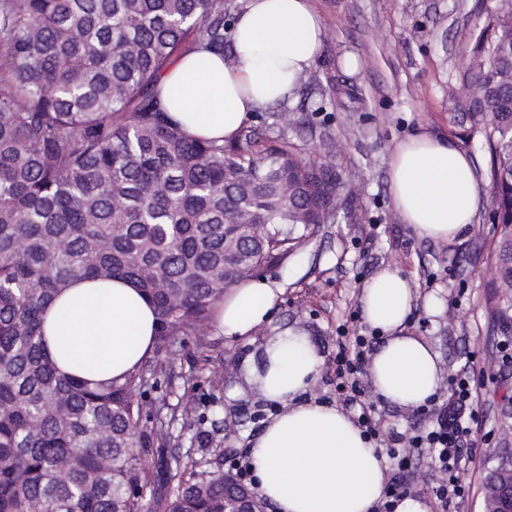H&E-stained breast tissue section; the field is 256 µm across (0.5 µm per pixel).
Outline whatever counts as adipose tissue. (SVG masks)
I'll return each instance as SVG.
<instances>
[{"label":"adipose tissue","instance_id":"adipose-tissue-1","mask_svg":"<svg viewBox=\"0 0 512 512\" xmlns=\"http://www.w3.org/2000/svg\"><path fill=\"white\" fill-rule=\"evenodd\" d=\"M326 36L312 0H246L230 35L231 60L200 47L180 56L160 79L163 107L187 137L232 139L255 113L292 97ZM388 184L403 223L422 239L462 235L479 203L470 156L426 134L396 145ZM281 293L268 279L249 280L217 303L214 322L225 336L250 339L271 323ZM413 299L409 279L391 269L360 295L365 322L382 333L369 363L375 393L402 407L425 404L442 383L438 354L407 326ZM155 326L153 305L136 285L80 279L47 308L43 336L60 372L101 383L150 354ZM320 365L308 337L292 327L248 359L249 383L278 406L250 448L253 490L275 512H373L386 466L344 411L306 399Z\"/></svg>","mask_w":512,"mask_h":512}]
</instances>
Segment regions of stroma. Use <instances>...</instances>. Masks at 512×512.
Masks as SVG:
<instances>
[{
    "label": "stroma",
    "mask_w": 512,
    "mask_h": 512,
    "mask_svg": "<svg viewBox=\"0 0 512 512\" xmlns=\"http://www.w3.org/2000/svg\"><path fill=\"white\" fill-rule=\"evenodd\" d=\"M495 0H315L328 30L319 56L290 105L298 123L292 139L318 143L330 136L334 160L352 180L345 213L298 251L260 268L284 288L272 325L251 341L224 336H176L152 384L137 392L144 412L170 421L164 454L207 461L215 450L245 457L273 413L246 382L247 358L273 326L304 331L323 359L307 398L342 406L332 361L341 326L379 342L362 315L366 280L389 268L414 288L409 325L438 352L443 375L475 356L486 373L479 414L491 437L475 472L461 476L470 492L449 512H484L488 472L512 461V304L492 288L498 263V227L491 216L489 154L465 122L460 90L471 72L472 32ZM323 112H315L316 103ZM426 133L453 143L472 159L480 204L467 231L455 240L418 239L392 205L390 153L396 143ZM386 426L405 435L431 426L433 413L403 408L368 393Z\"/></svg>",
    "instance_id": "1"
}]
</instances>
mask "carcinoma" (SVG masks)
Returning <instances> with one entry per match:
<instances>
[{
  "mask_svg": "<svg viewBox=\"0 0 512 512\" xmlns=\"http://www.w3.org/2000/svg\"><path fill=\"white\" fill-rule=\"evenodd\" d=\"M225 0H0V512H227L235 475L160 464L167 438L134 401L172 351L205 335L212 304L293 255L346 202L349 178L284 127L293 110L231 140L186 137L158 83L179 55H220ZM466 121L490 153L498 260L512 300V0L474 32ZM123 278L151 299L152 355L105 384L57 371L42 317L69 282Z\"/></svg>",
  "mask_w": 512,
  "mask_h": 512,
  "instance_id": "1",
  "label": "carcinoma"
}]
</instances>
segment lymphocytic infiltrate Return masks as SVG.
<instances>
[{"instance_id": "f902f5d3", "label": "lymphocytic infiltrate", "mask_w": 512, "mask_h": 512, "mask_svg": "<svg viewBox=\"0 0 512 512\" xmlns=\"http://www.w3.org/2000/svg\"><path fill=\"white\" fill-rule=\"evenodd\" d=\"M369 346L368 337L363 335L340 337L333 374L338 397L354 413L365 435L391 462L393 475L384 487L382 512H394V501L408 491V478L416 467L412 454L416 448L428 449L431 454L439 475L433 493L441 505L463 500L467 491L460 475L474 469L482 445L473 432L474 424L479 421L480 401L475 378L466 372L449 376L446 405L438 413L435 424L409 437L404 445L391 446L382 437L381 419L374 405L367 400L360 379Z\"/></svg>"}]
</instances>
